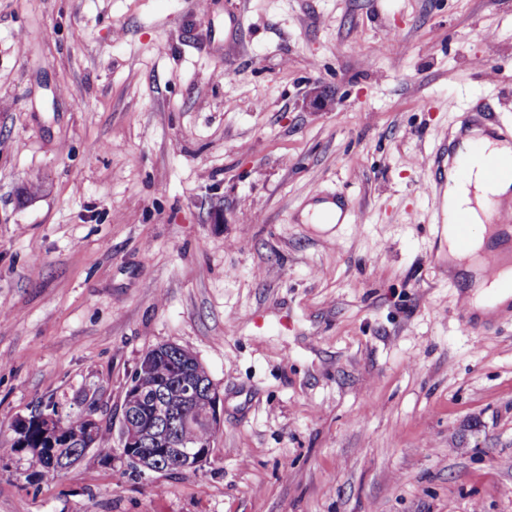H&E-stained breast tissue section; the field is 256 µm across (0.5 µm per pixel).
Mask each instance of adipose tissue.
<instances>
[{
  "label": "adipose tissue",
  "mask_w": 512,
  "mask_h": 512,
  "mask_svg": "<svg viewBox=\"0 0 512 512\" xmlns=\"http://www.w3.org/2000/svg\"><path fill=\"white\" fill-rule=\"evenodd\" d=\"M482 142L479 153H471L474 142ZM504 150L497 145L493 130L473 127L460 134L455 145V156H468L466 175H459L455 168H448L443 190V212L446 224L444 239L448 248V264L459 270L468 287L469 303L479 315H489L512 305V291L499 281L484 274L481 253L492 233L489 221L499 211L504 201L512 198L511 183H490L483 172L488 164L497 162ZM469 211L473 220L470 244L467 249L456 245L455 219L460 211Z\"/></svg>",
  "instance_id": "1"
}]
</instances>
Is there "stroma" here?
I'll list each match as a JSON object with an SVG mask.
<instances>
[{"mask_svg":"<svg viewBox=\"0 0 512 512\" xmlns=\"http://www.w3.org/2000/svg\"><path fill=\"white\" fill-rule=\"evenodd\" d=\"M479 106L512 128V0H0V427L111 420L161 344L222 419L195 472L0 461V512H512V316L421 189Z\"/></svg>","mask_w":512,"mask_h":512,"instance_id":"1","label":"stroma"}]
</instances>
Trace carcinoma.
Segmentation results:
<instances>
[{
	"mask_svg": "<svg viewBox=\"0 0 512 512\" xmlns=\"http://www.w3.org/2000/svg\"><path fill=\"white\" fill-rule=\"evenodd\" d=\"M192 370L202 379H209L205 367L192 353L187 352L179 357L166 355L155 363L153 382L167 395L169 402L173 403L176 413L172 416L169 425L171 437L177 440L179 435L192 431L200 437L211 441L216 432L206 427L205 419L208 414L206 398L184 405L180 402L179 374L183 368ZM112 440V424L97 427L94 434L86 432L82 412L61 413L54 423L52 433L47 435L37 424H30L22 435L11 432L8 436L0 437V447L6 452H0L2 459H18L25 461L26 468L21 475L29 480L33 477H44L48 473L52 459H69L78 449L91 447L98 453L109 458L113 448L104 447L103 440Z\"/></svg>",
	"mask_w": 512,
	"mask_h": 512,
	"instance_id": "obj_1",
	"label": "carcinoma"
}]
</instances>
